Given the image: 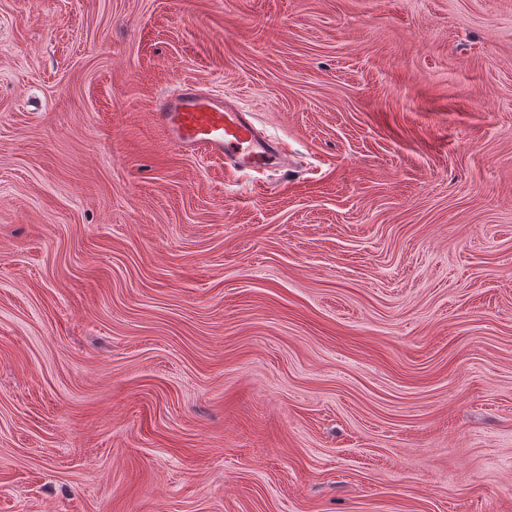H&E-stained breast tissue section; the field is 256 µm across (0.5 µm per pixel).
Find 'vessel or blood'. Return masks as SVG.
Instances as JSON below:
<instances>
[{"instance_id": "b4317fda", "label": "vessel or blood", "mask_w": 512, "mask_h": 512, "mask_svg": "<svg viewBox=\"0 0 512 512\" xmlns=\"http://www.w3.org/2000/svg\"><path fill=\"white\" fill-rule=\"evenodd\" d=\"M155 126L188 154L206 153L243 169L278 164L282 151L240 107L194 84L182 83L160 98Z\"/></svg>"}]
</instances>
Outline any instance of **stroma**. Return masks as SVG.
Instances as JSON below:
<instances>
[{"instance_id":"35a3bbf8","label":"stroma","mask_w":512,"mask_h":512,"mask_svg":"<svg viewBox=\"0 0 512 512\" xmlns=\"http://www.w3.org/2000/svg\"><path fill=\"white\" fill-rule=\"evenodd\" d=\"M0 512H512V0H0ZM153 121L186 154L214 155L241 169L271 167L282 160L275 139L256 127L250 113L191 83L160 98Z\"/></svg>"}]
</instances>
